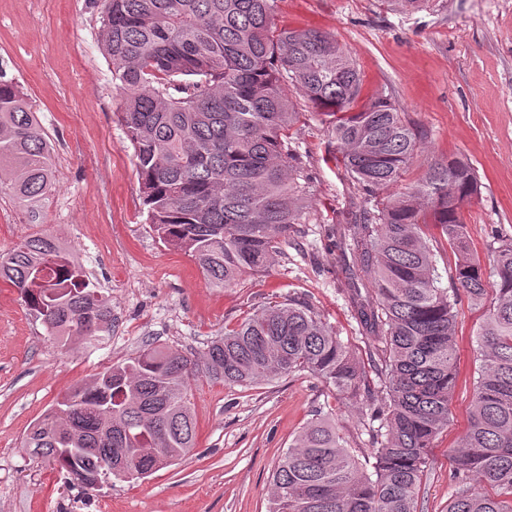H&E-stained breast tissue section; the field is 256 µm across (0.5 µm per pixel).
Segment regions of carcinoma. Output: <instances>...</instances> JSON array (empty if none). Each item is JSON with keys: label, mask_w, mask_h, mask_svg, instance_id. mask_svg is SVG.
Here are the masks:
<instances>
[{"label": "carcinoma", "mask_w": 512, "mask_h": 512, "mask_svg": "<svg viewBox=\"0 0 512 512\" xmlns=\"http://www.w3.org/2000/svg\"><path fill=\"white\" fill-rule=\"evenodd\" d=\"M277 0H97L101 50L121 95L147 223L184 251L208 285L264 272L304 223L311 177L288 131L293 86L336 117L332 136L360 191L353 223L329 229L346 262L338 291L371 342L364 365L308 298L254 311L224 330L201 360L144 345L66 392L22 447L85 488L99 454L120 448L141 478L195 447L188 397L199 372L252 386L308 372L368 408L374 473L318 410L280 458L269 512H416L431 444L448 426L462 298H491L476 336L481 365L470 427L450 451L447 512H512V234L491 230V269L474 254L461 206L478 195L474 169L437 160L391 192L424 144L406 113L380 96L353 110L361 80L329 33L280 30ZM31 214L55 191L53 145L28 96L0 75V186ZM455 255L443 286L440 249ZM0 278L18 288L47 333L67 343L112 331V307L63 243L31 236L0 254Z\"/></svg>", "instance_id": "carcinoma-1"}]
</instances>
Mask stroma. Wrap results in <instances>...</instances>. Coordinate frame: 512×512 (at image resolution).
Returning a JSON list of instances; mask_svg holds the SVG:
<instances>
[{
	"label": "stroma",
	"instance_id": "obj_1",
	"mask_svg": "<svg viewBox=\"0 0 512 512\" xmlns=\"http://www.w3.org/2000/svg\"><path fill=\"white\" fill-rule=\"evenodd\" d=\"M275 23L336 37L361 73L360 102L388 97L419 126L425 141L409 181L438 159L472 164L480 193L461 216L473 251L489 262L491 229L512 227V0H427L416 12L383 0H278ZM100 42L94 0H0V72L28 94L56 162L55 192L38 223L0 193V253L27 236L54 235L112 304L111 335L66 345L0 279V512H268L269 476L315 410L338 419L349 447L365 445L366 407L342 403L306 372L247 387L199 376L192 451L150 476L113 480L90 500L21 446L60 394L143 344L197 358L225 328L291 295L311 297L359 357L370 346L336 292L340 252L327 233L344 223L357 187L339 162L331 117L291 93L300 114L291 136L312 177L305 235L283 243L265 272L213 288L146 222ZM486 311L459 305L450 421L429 451L418 512L448 508V451L469 427Z\"/></svg>",
	"mask_w": 512,
	"mask_h": 512
}]
</instances>
